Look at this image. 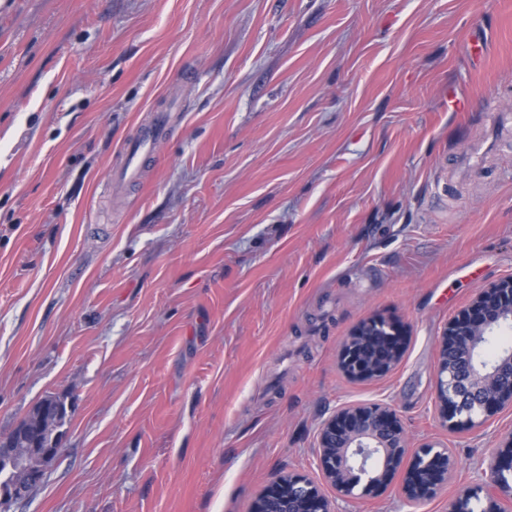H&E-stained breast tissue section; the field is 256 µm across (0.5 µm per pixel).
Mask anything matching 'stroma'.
I'll use <instances>...</instances> for the list:
<instances>
[{
    "label": "stroma",
    "mask_w": 512,
    "mask_h": 512,
    "mask_svg": "<svg viewBox=\"0 0 512 512\" xmlns=\"http://www.w3.org/2000/svg\"><path fill=\"white\" fill-rule=\"evenodd\" d=\"M154 112L167 139L114 183ZM508 276L512 0H0V437L45 395L73 411L11 512H252L318 478L322 422L357 403L457 467L418 505L394 484L335 512H446L512 408L441 427L438 337ZM373 315L402 356L354 380ZM397 333L401 336L396 325L380 316H370L360 321L342 347L339 357L341 369L354 379H372L386 375L401 357V344L395 343ZM377 338L387 353V358L381 362L369 358L365 352V345Z\"/></svg>",
    "instance_id": "stroma-1"
}]
</instances>
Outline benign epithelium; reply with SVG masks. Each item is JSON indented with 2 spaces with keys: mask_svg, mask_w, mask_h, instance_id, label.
I'll return each instance as SVG.
<instances>
[{
  "mask_svg": "<svg viewBox=\"0 0 512 512\" xmlns=\"http://www.w3.org/2000/svg\"><path fill=\"white\" fill-rule=\"evenodd\" d=\"M512 325V277L480 289L446 324L440 336L436 402L442 426L460 430L481 424L512 407V350L493 362L480 360L488 335ZM399 328L380 316L360 321L343 345L341 369L354 379L378 378L399 362L395 343ZM63 433L35 438L24 459L16 458L13 440L0 439V467L17 468L21 479L0 484V512L28 498L41 484L49 463L60 454ZM317 468L323 482L288 473L276 477L255 500L253 512H332L325 492L338 497L374 495L402 475V492L410 503L435 497L448 483L456 460L445 445L428 442L410 453L396 411L380 403L336 409L320 429ZM485 481L448 500V512H504L512 501V435L485 461Z\"/></svg>",
  "mask_w": 512,
  "mask_h": 512,
  "instance_id": "benign-epithelium-1",
  "label": "benign epithelium"
}]
</instances>
